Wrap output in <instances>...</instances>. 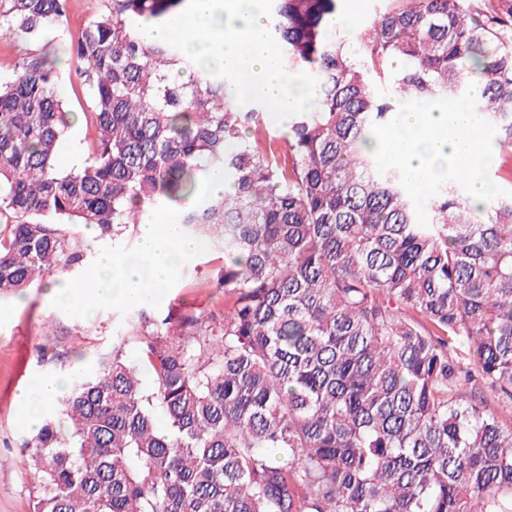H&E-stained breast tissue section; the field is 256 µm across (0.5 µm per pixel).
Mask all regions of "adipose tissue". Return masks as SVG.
<instances>
[{"instance_id": "1", "label": "adipose tissue", "mask_w": 512, "mask_h": 512, "mask_svg": "<svg viewBox=\"0 0 512 512\" xmlns=\"http://www.w3.org/2000/svg\"><path fill=\"white\" fill-rule=\"evenodd\" d=\"M143 222L148 229L134 254L119 260L107 253L99 255L83 281L50 288L49 297L86 313L114 302L150 304L161 289L171 285L182 263L197 253L201 244L183 236L176 215L160 219L149 212ZM65 386L61 377L44 376L38 378L34 390L21 392L18 406L24 422L32 428L40 426L46 409Z\"/></svg>"}]
</instances>
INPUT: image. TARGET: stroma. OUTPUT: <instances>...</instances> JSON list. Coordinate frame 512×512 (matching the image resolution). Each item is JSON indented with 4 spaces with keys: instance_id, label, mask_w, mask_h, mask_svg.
Returning a JSON list of instances; mask_svg holds the SVG:
<instances>
[{
    "instance_id": "35a3bbf8",
    "label": "stroma",
    "mask_w": 512,
    "mask_h": 512,
    "mask_svg": "<svg viewBox=\"0 0 512 512\" xmlns=\"http://www.w3.org/2000/svg\"><path fill=\"white\" fill-rule=\"evenodd\" d=\"M222 254L209 248L186 260L171 287L153 303L156 316L202 312L222 317L224 297L214 289ZM128 306L105 305L84 314L49 299L45 288L0 301V512H32L34 479L23 450L30 429L16 397L43 375L92 370L123 332Z\"/></svg>"
}]
</instances>
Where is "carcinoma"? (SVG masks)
Here are the masks:
<instances>
[{
	"label": "carcinoma",
	"instance_id": "1",
	"mask_svg": "<svg viewBox=\"0 0 512 512\" xmlns=\"http://www.w3.org/2000/svg\"><path fill=\"white\" fill-rule=\"evenodd\" d=\"M100 2L73 30L69 0H0L26 46L0 82V298L81 265L68 226L115 241L165 209L224 253V315L139 308L71 377L32 435L34 512H512V420L481 396L512 405V197L474 207L446 182L421 226L365 150L402 101L473 84L512 153V0H380L357 56L345 0H274L286 71L318 80L282 140L227 80L140 41L188 0ZM48 31L90 90L68 170ZM212 168L233 190L201 200ZM86 131L83 126L72 127L67 133L58 156V164L63 169H68L79 163L85 157Z\"/></svg>",
	"mask_w": 512,
	"mask_h": 512
}]
</instances>
